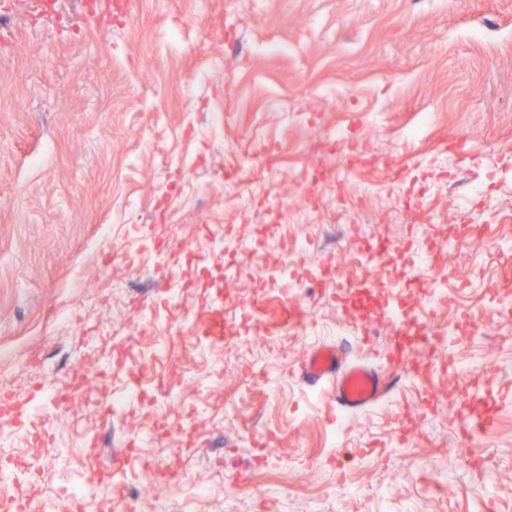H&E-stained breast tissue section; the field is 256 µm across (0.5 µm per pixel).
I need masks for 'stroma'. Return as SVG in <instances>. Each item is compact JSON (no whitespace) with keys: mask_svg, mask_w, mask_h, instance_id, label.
Listing matches in <instances>:
<instances>
[{"mask_svg":"<svg viewBox=\"0 0 512 512\" xmlns=\"http://www.w3.org/2000/svg\"><path fill=\"white\" fill-rule=\"evenodd\" d=\"M60 8L63 24L36 17L33 0H0V376L36 356L68 393L89 348L60 321L65 310L108 325L165 307L176 291L209 323L207 300L224 285V258L209 252L204 225L267 220L243 216L225 185L240 146L278 165L279 178L260 186L273 200L327 194L312 174L345 168L352 193L364 182L379 188L357 202L355 223L340 231L325 211L311 226L281 214L267 259L286 256L300 236L311 255L335 259L369 244L389 287L305 282L296 307L317 326L304 340L276 350L252 336L228 349L175 341L162 366L143 372L148 382L174 378L194 387L199 367L263 359L283 379L274 392L259 384L235 419L225 415L234 379L209 395L194 475L213 494L192 512H257L269 489L278 493L274 512H307L315 494L325 512H512V375L493 370L512 364V344L502 340L512 332V282L498 275L497 247L512 235V170L485 185L483 218L495 237L470 245L447 298L430 313L445 323L484 311L483 335L464 336L458 355L484 360L489 370L449 389L446 405L421 401L404 381L415 361L413 338L382 320L389 306L420 305L432 278L410 275L406 246L424 215L388 220L397 200L421 197L446 226L482 160L512 143V0H136L127 17L99 27L82 0H61ZM422 111L431 122L409 137ZM323 126L372 141L389 168L315 148ZM393 171L401 183L391 192ZM169 224L179 231L160 264L148 252L150 238ZM194 254L204 264L191 262ZM119 280L132 285L128 300L83 307V296ZM236 291L261 307L262 327L281 326L288 289L245 270ZM165 309L177 322L179 309ZM320 344L381 371L386 400L343 414L333 381L316 384L302 374L306 354ZM485 408L493 418L476 445L485 465L478 471L437 442L457 435L452 414ZM156 415V405L139 402L128 419L80 422L94 444L46 425L16 436L15 448L40 457L43 493L81 475L92 453L104 475L117 472L111 458L126 451L130 429ZM338 426L345 437L328 447ZM398 428L412 436L409 455L388 447ZM319 455L327 462L317 469L287 463ZM382 479L396 489L386 502L327 497L332 488Z\"/></svg>","mask_w":512,"mask_h":512,"instance_id":"35a3bbf8","label":"stroma"}]
</instances>
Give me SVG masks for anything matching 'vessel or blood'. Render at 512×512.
<instances>
[{
	"mask_svg": "<svg viewBox=\"0 0 512 512\" xmlns=\"http://www.w3.org/2000/svg\"><path fill=\"white\" fill-rule=\"evenodd\" d=\"M303 374L314 382L335 380L337 404L351 411L368 408L386 390L385 382L377 373L362 367L343 366L338 351L333 347L312 349L303 365Z\"/></svg>",
	"mask_w": 512,
	"mask_h": 512,
	"instance_id": "b4317fda",
	"label": "vessel or blood"
}]
</instances>
